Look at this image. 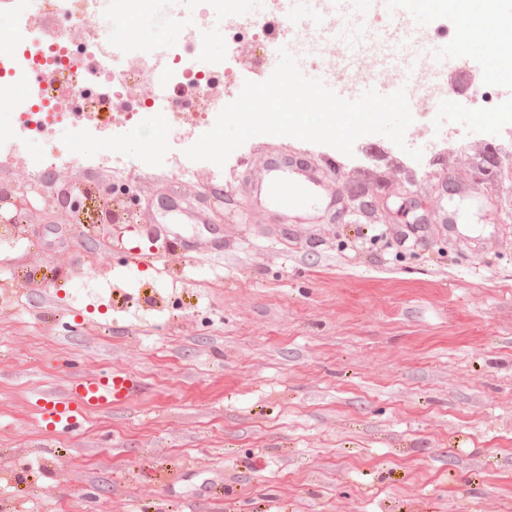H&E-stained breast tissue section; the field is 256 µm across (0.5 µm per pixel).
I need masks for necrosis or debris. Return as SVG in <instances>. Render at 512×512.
Listing matches in <instances>:
<instances>
[{"instance_id": "obj_1", "label": "necrosis or debris", "mask_w": 512, "mask_h": 512, "mask_svg": "<svg viewBox=\"0 0 512 512\" xmlns=\"http://www.w3.org/2000/svg\"><path fill=\"white\" fill-rule=\"evenodd\" d=\"M110 0H17L32 36L20 44L0 49V105L12 113L0 121V156L22 155L34 184L45 174L71 160L70 152L55 146L58 132L71 140H87L91 133L110 125L109 111L122 108L129 120L141 114L161 115L167 127L190 125L193 130L212 128L224 100L215 98L216 87L232 88V74L223 67L198 69L188 56L200 51L205 36L193 24H185L183 47L156 52L142 51L138 67L131 68L112 49L114 35ZM204 11L220 17L233 34V42L249 40L259 56L271 55L273 43L261 23L241 18L237 0H202ZM58 26L53 38L41 37L46 17ZM80 29L74 42L67 34ZM87 175L76 190L78 208L99 201L98 171L115 174L114 191L126 195L131 175L145 176L164 170L175 185L198 178L199 166L187 157L136 160L112 151L83 164Z\"/></svg>"}]
</instances>
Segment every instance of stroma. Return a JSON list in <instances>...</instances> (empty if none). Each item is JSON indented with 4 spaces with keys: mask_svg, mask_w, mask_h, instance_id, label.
<instances>
[{
    "mask_svg": "<svg viewBox=\"0 0 512 512\" xmlns=\"http://www.w3.org/2000/svg\"><path fill=\"white\" fill-rule=\"evenodd\" d=\"M185 13L197 64L226 60L224 27ZM112 28L131 48L185 38L161 0ZM494 90L495 110L416 115L433 131L402 148L245 142L178 209L164 178L140 181L145 217L117 214L111 246L59 202L22 214L0 240V495L20 512H512V158L454 193L466 167L441 147L512 126V77ZM175 147L154 113L69 145ZM292 155L401 156L418 180L379 194L374 225L323 201L308 224L253 219L255 174ZM111 370L137 377L133 398L55 434L37 398Z\"/></svg>",
    "mask_w": 512,
    "mask_h": 512,
    "instance_id": "stroma-1",
    "label": "stroma"
}]
</instances>
